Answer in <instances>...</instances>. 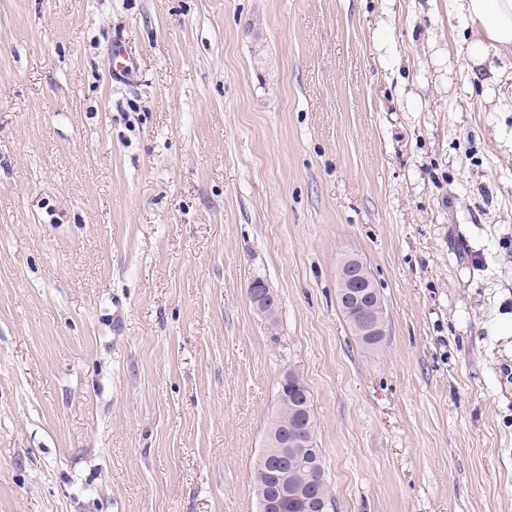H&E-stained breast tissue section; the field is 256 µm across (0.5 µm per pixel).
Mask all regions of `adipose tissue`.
Listing matches in <instances>:
<instances>
[{"mask_svg": "<svg viewBox=\"0 0 512 512\" xmlns=\"http://www.w3.org/2000/svg\"><path fill=\"white\" fill-rule=\"evenodd\" d=\"M462 8L475 27L474 61H483L490 45L512 51V0H464Z\"/></svg>", "mask_w": 512, "mask_h": 512, "instance_id": "adipose-tissue-1", "label": "adipose tissue"}]
</instances>
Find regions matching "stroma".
<instances>
[{
    "mask_svg": "<svg viewBox=\"0 0 512 512\" xmlns=\"http://www.w3.org/2000/svg\"><path fill=\"white\" fill-rule=\"evenodd\" d=\"M473 37L459 0H0V512H258L288 368L333 512H512V53ZM108 52L111 82L120 86H131L140 82L142 71L138 58L132 53L125 40L115 35L108 47ZM366 274L370 280L375 284L378 290V296L376 294L374 286L371 284L370 280L363 273V263L357 258L347 259L341 267L340 274V283H341V297L346 308L350 307L351 304L361 305L360 314L358 318L355 319L358 327L365 333L371 334L376 332H382L386 335L387 333V321L383 317H379L375 315L378 311H375L373 306L375 301L377 302L378 298L382 301L386 313V307L383 300V296L380 288L375 282L372 273L368 270V267L365 266ZM356 288V289H353ZM370 296L372 300L367 304H361V300L369 299ZM375 299V300H374ZM246 293L254 308L261 315H268V311L275 304V292L271 283L256 278L250 279ZM292 375L291 369H286L281 381L286 383ZM302 379V377H301ZM288 386L278 382L276 391V409L271 418L267 433V444L272 446L276 435H279L285 427L305 428L308 427L315 437L316 418L313 408L312 395L304 380L290 379Z\"/></svg>",
    "mask_w": 512,
    "mask_h": 512,
    "instance_id": "stroma-1",
    "label": "stroma"
}]
</instances>
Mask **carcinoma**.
Returning <instances> with one entry per match:
<instances>
[{"mask_svg": "<svg viewBox=\"0 0 512 512\" xmlns=\"http://www.w3.org/2000/svg\"><path fill=\"white\" fill-rule=\"evenodd\" d=\"M315 429L316 418L313 408L312 395L306 384L296 379L288 384H278L276 391V409L271 418L267 433V444L273 445L276 435L284 428ZM277 456H288V466L276 468L274 460L266 459V453H261L254 468V489L256 498L267 503L266 512H297L292 506L288 494L292 492V478H297L307 485L309 497L305 502L309 509L334 501L332 492L325 479L321 452L317 447L294 449H274Z\"/></svg>", "mask_w": 512, "mask_h": 512, "instance_id": "carcinoma-1", "label": "carcinoma"}]
</instances>
